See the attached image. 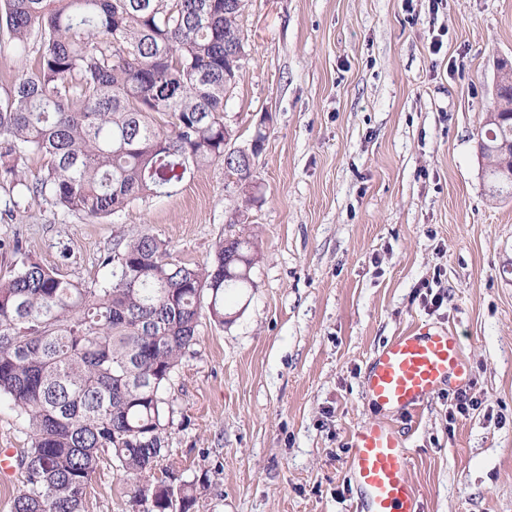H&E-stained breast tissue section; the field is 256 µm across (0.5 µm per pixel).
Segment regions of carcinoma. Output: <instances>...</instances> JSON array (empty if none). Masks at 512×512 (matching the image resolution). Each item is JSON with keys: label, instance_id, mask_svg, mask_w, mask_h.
Here are the masks:
<instances>
[{"label": "carcinoma", "instance_id": "obj_1", "mask_svg": "<svg viewBox=\"0 0 512 512\" xmlns=\"http://www.w3.org/2000/svg\"><path fill=\"white\" fill-rule=\"evenodd\" d=\"M242 11L224 0H0L9 47L24 52L39 35L34 66L0 102V178L94 222L224 160L238 72L224 38L241 35ZM31 155L45 164L29 181ZM255 261L244 231L194 265L143 231L103 257L105 288L27 262L0 279V397L29 437L14 512H83L104 456L137 480L132 508L192 512L195 482L155 477L169 425L162 390L196 343L202 308L224 324L226 291L252 287Z\"/></svg>", "mask_w": 512, "mask_h": 512}]
</instances>
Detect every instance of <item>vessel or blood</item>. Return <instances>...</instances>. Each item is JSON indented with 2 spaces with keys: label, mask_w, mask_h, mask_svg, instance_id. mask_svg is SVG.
I'll return each instance as SVG.
<instances>
[{
  "label": "vessel or blood",
  "mask_w": 512,
  "mask_h": 512,
  "mask_svg": "<svg viewBox=\"0 0 512 512\" xmlns=\"http://www.w3.org/2000/svg\"><path fill=\"white\" fill-rule=\"evenodd\" d=\"M469 377L457 337L428 328L397 336L377 352L365 392L378 409L411 411L442 390H459ZM407 468L405 444L388 425L372 423L356 431L349 471L362 512H420Z\"/></svg>",
  "instance_id": "1"
}]
</instances>
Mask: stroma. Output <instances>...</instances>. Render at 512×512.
I'll use <instances>...</instances> for the list:
<instances>
[{
  "label": "stroma",
  "mask_w": 512,
  "mask_h": 512,
  "mask_svg": "<svg viewBox=\"0 0 512 512\" xmlns=\"http://www.w3.org/2000/svg\"><path fill=\"white\" fill-rule=\"evenodd\" d=\"M241 27L224 122L233 146L261 141L250 183L214 162L91 222L0 181V278L28 259L100 288L142 230L179 264L252 232L253 286L226 295L227 323L201 314L163 391L156 477L195 482V512H358L353 434L382 421L420 512H512V198H491L476 145L512 0H245ZM424 325L461 343L465 414L451 392L409 415L366 397L374 353ZM133 487L103 464L85 512H132Z\"/></svg>",
  "instance_id": "stroma-1"
}]
</instances>
